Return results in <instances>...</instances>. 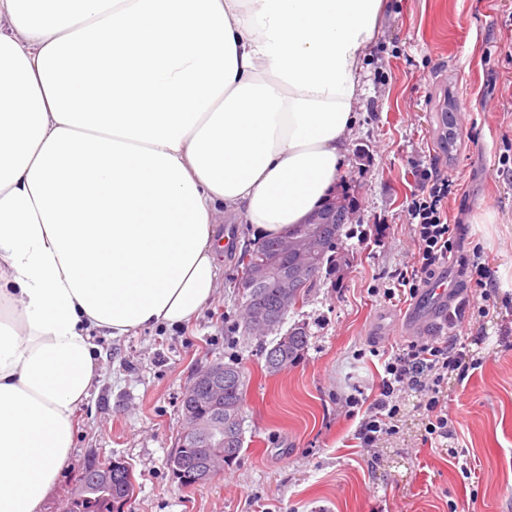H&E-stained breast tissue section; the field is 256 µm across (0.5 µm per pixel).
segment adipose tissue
<instances>
[{"instance_id": "1", "label": "adipose tissue", "mask_w": 512, "mask_h": 512, "mask_svg": "<svg viewBox=\"0 0 512 512\" xmlns=\"http://www.w3.org/2000/svg\"><path fill=\"white\" fill-rule=\"evenodd\" d=\"M0 0V512H37L97 340L199 316L216 218L287 234L334 190L386 0Z\"/></svg>"}]
</instances>
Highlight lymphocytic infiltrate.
<instances>
[{"label": "lymphocytic infiltrate", "instance_id": "lymphocytic-infiltrate-1", "mask_svg": "<svg viewBox=\"0 0 512 512\" xmlns=\"http://www.w3.org/2000/svg\"><path fill=\"white\" fill-rule=\"evenodd\" d=\"M417 181L406 213L412 227L417 258L413 265L400 270L392 286L384 288V300L413 298L420 288L438 279L445 265H454L461 288L480 290L483 303L479 318L507 314L512 317V293L500 294L492 277L489 259L472 245L470 229L464 222L449 223L446 207L455 185L435 167L414 162ZM480 364L479 357L461 336L447 340L415 339L408 341L384 362V372L373 397L355 394L345 399L347 408L360 412L362 418L354 433L361 447L375 448L396 431V418L407 394L421 397L424 431L434 438L448 435V381L464 380Z\"/></svg>", "mask_w": 512, "mask_h": 512}]
</instances>
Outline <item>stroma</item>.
Returning <instances> with one entry per match:
<instances>
[{"instance_id":"1","label":"stroma","mask_w":512,"mask_h":512,"mask_svg":"<svg viewBox=\"0 0 512 512\" xmlns=\"http://www.w3.org/2000/svg\"><path fill=\"white\" fill-rule=\"evenodd\" d=\"M511 13L512 0H388L340 175L354 210L337 268L285 320L308 327L304 355L268 375L259 338L244 334L238 257L253 240L242 219L225 217L222 285L198 318L99 339L100 383L76 414L70 460L38 512H57L92 455L132 467L125 512H512V327L488 321L481 366L448 382L457 456L426 439L412 407L381 448L363 451L345 407L354 387L371 390L382 353L404 339L403 303L374 289L414 257L413 160L456 183L449 223L469 224L501 291L512 292V186L498 173L512 136ZM232 358L246 377L245 446L208 483L181 487L167 466L183 427L180 398L199 369Z\"/></svg>"}]
</instances>
